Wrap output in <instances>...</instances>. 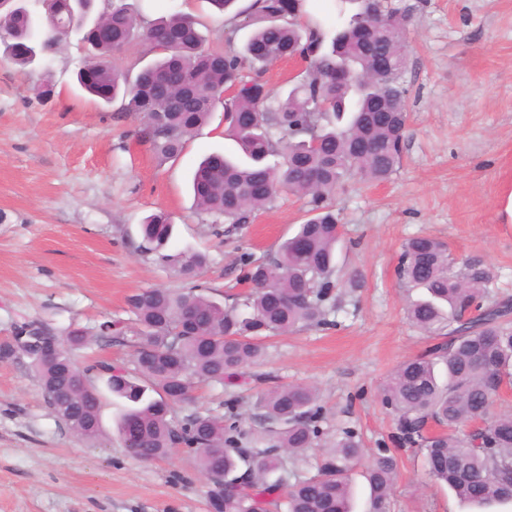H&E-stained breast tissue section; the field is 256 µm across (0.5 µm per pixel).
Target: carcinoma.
Listing matches in <instances>:
<instances>
[{
	"mask_svg": "<svg viewBox=\"0 0 512 512\" xmlns=\"http://www.w3.org/2000/svg\"><path fill=\"white\" fill-rule=\"evenodd\" d=\"M93 0H44V15L25 8L0 14L13 36L8 58L26 67L32 51L71 32L92 40L90 75L77 73L80 88L105 104L121 100L120 111L140 115L138 136L164 163L179 158L187 142L224 104V132L241 155L211 153L191 179L195 209L216 225L235 229L271 209L282 194L306 200L308 218L275 254L240 258L250 289L217 303L198 292L195 280L206 264L198 252L168 250L173 234L160 212L139 225L137 250L192 283L186 292L149 289L134 293L128 306L137 325L133 368L100 364L81 369L70 350L88 346L71 332L50 359L33 358L43 392L53 396L56 417L92 442L99 431L103 392L121 404L120 439L128 420L138 422L140 445L128 448L139 461L168 457L182 438L211 482V512H267L283 498L287 512H351L352 466L366 456L357 433L344 428L320 449L315 473L283 490V463L306 462L320 437L317 390L308 384L271 387L256 394L255 424L244 428L237 414L189 413L179 423L160 396L169 387L187 397L194 384L234 386L266 356L265 340L303 327L334 324L339 297L336 247L337 190L355 178L382 182L396 171L408 120L407 21L388 0H364L334 30L319 19L288 21L284 0H261L235 12L226 33L227 49L212 53L197 22L172 12L144 22L123 0H112L98 17L108 35L91 38ZM251 31L241 47L237 33ZM142 42L157 58L129 78L117 68L116 52ZM387 52L393 69L377 74L374 55ZM289 56L307 60L286 92L267 86L273 62ZM358 78L343 82L336 71ZM233 96L224 99L225 89ZM256 112L244 129L232 113ZM396 275L421 296L406 307L409 322L441 339L426 353L403 361L382 389V403L396 417L397 440L423 450L428 477L450 488L474 509L512 503V414L491 413L498 393L512 385V301L489 297L491 273L467 261L455 269L446 245L429 236L409 239ZM103 378L96 386L91 372ZM485 419L475 428L468 424ZM396 461L380 451L364 475L369 512H388Z\"/></svg>",
	"mask_w": 512,
	"mask_h": 512,
	"instance_id": "carcinoma-1",
	"label": "carcinoma"
}]
</instances>
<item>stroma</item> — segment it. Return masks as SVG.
<instances>
[{
  "instance_id": "obj_1",
  "label": "stroma",
  "mask_w": 512,
  "mask_h": 512,
  "mask_svg": "<svg viewBox=\"0 0 512 512\" xmlns=\"http://www.w3.org/2000/svg\"><path fill=\"white\" fill-rule=\"evenodd\" d=\"M155 18L190 11L210 49L224 48V16L209 0H126ZM408 20V100L400 166L383 182L352 181L336 196L342 289L334 327L269 339L257 372L241 387L196 385L174 407L224 415L235 406L250 424L260 389L311 383L320 390L323 440L348 427L370 453L397 463L390 512H469L426 475L423 453L393 439L394 415L380 389L393 369L432 340L406 318L408 290L396 267L418 235L445 242L455 264L483 262L492 297L512 300V224L496 221V199L512 181V0H390ZM89 61L77 37L45 49L21 68L0 55V341L39 326L64 337L92 336L73 350L84 367L130 364L134 337L98 341L107 321L132 327L127 298L148 289L183 290L171 271L136 250L138 228L154 213L175 227L171 248L206 254L200 278L211 300L225 303L242 275L239 257L276 250L305 215L303 200L281 196L255 223L214 235L192 207L190 178L206 155L232 149L224 114L175 160L159 163L137 142L139 122L118 105H100L79 88ZM51 78L54 97L35 88ZM118 406L105 398L100 432L87 442L51 412L29 358L0 357V512H208L210 487L195 454L176 449L138 462L115 426Z\"/></svg>"
}]
</instances>
